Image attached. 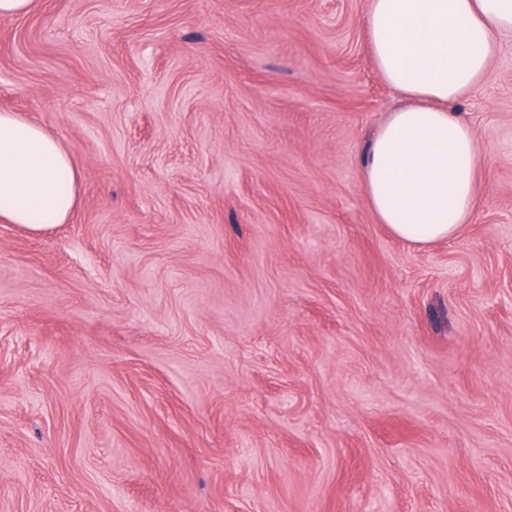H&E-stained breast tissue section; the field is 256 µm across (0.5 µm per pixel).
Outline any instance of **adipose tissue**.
<instances>
[{
	"label": "adipose tissue",
	"mask_w": 512,
	"mask_h": 512,
	"mask_svg": "<svg viewBox=\"0 0 512 512\" xmlns=\"http://www.w3.org/2000/svg\"><path fill=\"white\" fill-rule=\"evenodd\" d=\"M374 65L401 104L372 137L361 189L379 223L416 247L470 223L479 155L455 102L477 91L512 32V0H369ZM79 203L78 170L59 139L17 112H0V223L43 232Z\"/></svg>",
	"instance_id": "1"
}]
</instances>
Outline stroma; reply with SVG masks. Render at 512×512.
I'll use <instances>...</instances> for the list:
<instances>
[{
	"mask_svg": "<svg viewBox=\"0 0 512 512\" xmlns=\"http://www.w3.org/2000/svg\"><path fill=\"white\" fill-rule=\"evenodd\" d=\"M368 0H42L0 111L80 174L0 224V512H512V34L457 103L473 217L365 198Z\"/></svg>",
	"mask_w": 512,
	"mask_h": 512,
	"instance_id": "35a3bbf8",
	"label": "stroma"
}]
</instances>
